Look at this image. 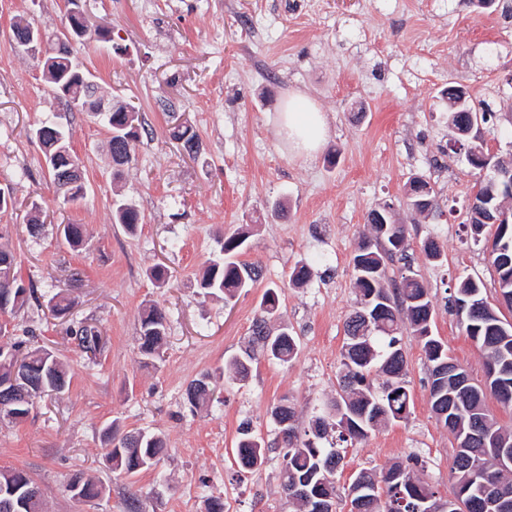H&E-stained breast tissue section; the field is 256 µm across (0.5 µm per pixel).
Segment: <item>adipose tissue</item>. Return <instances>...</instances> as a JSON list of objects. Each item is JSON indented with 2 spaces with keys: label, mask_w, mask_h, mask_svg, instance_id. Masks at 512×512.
I'll list each match as a JSON object with an SVG mask.
<instances>
[{
  "label": "adipose tissue",
  "mask_w": 512,
  "mask_h": 512,
  "mask_svg": "<svg viewBox=\"0 0 512 512\" xmlns=\"http://www.w3.org/2000/svg\"><path fill=\"white\" fill-rule=\"evenodd\" d=\"M327 132L325 114L307 104L302 93L291 94L279 125V134L289 147L298 154L312 156L324 143Z\"/></svg>",
  "instance_id": "1"
}]
</instances>
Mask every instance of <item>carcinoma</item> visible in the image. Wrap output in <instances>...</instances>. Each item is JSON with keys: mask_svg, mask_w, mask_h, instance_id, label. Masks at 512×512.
Wrapping results in <instances>:
<instances>
[{"mask_svg": "<svg viewBox=\"0 0 512 512\" xmlns=\"http://www.w3.org/2000/svg\"><path fill=\"white\" fill-rule=\"evenodd\" d=\"M50 56L52 63L44 77L50 87L59 82L81 90L84 97H93L98 85L84 81L76 72L77 64L70 57L67 46H54ZM451 112L448 113V136H454L453 128L465 124L469 119L468 110L482 113L484 123L495 118L491 105L486 101H476L470 97L457 103L450 99ZM105 126L110 133L109 145L112 148V162L119 166L115 146L126 147L131 152L139 138V112L130 105L125 111L101 112ZM35 137L44 149L45 163L50 175L55 170H66L78 163L74 152L59 151L58 141L69 143V136L58 124H42L35 129ZM469 166L485 171L478 187L484 196V203L495 209L506 198V194L494 187L495 172L483 168L477 161ZM410 192L407 199L411 205L432 199L433 190L421 178L409 180ZM116 224L133 230L140 223L138 211L122 201L116 203L113 213ZM370 235L362 236L361 242L352 257L353 279L359 291L358 306L350 314L345 324L346 341L342 350L341 372L336 396L323 403L308 422L305 429L292 425L288 439L282 441V469L280 473L283 489L308 485L312 492L321 493L325 488H334L332 477L343 467V449L353 440L368 438L379 427L405 419L410 414L412 395L406 380V360L401 346V336L409 333L417 337L429 363L428 402L432 413L444 427L457 433L464 443L457 450L452 470L455 492L449 512H484L479 500L478 485L473 480L475 471L481 470L494 477L511 494L512 465L509 469L498 466L495 449L491 442L483 440L480 434L493 435L512 442V433L497 427L496 422L485 409L486 395L493 396L505 409L512 408V325L499 319V312L483 295L481 281L467 277L457 282L449 299L455 314L462 315L460 325L482 350L485 359L495 363L497 376L493 377L491 392L486 394L479 387L472 392L458 388L456 378L466 371L448 355V348L441 338L431 331L427 322L434 311L428 289L418 279V274L410 271L401 278L388 276V262L398 257L407 259L406 229L400 224L392 210L380 209L379 216L369 213L367 219ZM508 231L500 241L501 252L493 255L492 264L498 275L497 283L503 301L512 306V220L507 224ZM65 241L72 247L84 240V230L80 224H65L62 227ZM246 232H235L224 238V261L212 263L203 271L198 287L206 294L223 295L224 302L230 303L240 290L256 281L260 272L254 265L241 263L237 256L247 247ZM12 276V287H0V303H9V309L22 308L31 300H39L34 288L27 286L17 276L13 253L0 246V271ZM373 296L369 309L362 307L367 296ZM260 318L253 330L252 342L257 344L262 354L280 364L291 362L298 354L299 346L288 326L275 333L267 331V320L281 315V293L279 286L266 287L260 302ZM367 311L372 328L359 333L364 326L360 322V312ZM71 334L79 345L90 355L101 350L102 336L97 327L81 324L71 329ZM167 335L166 317L155 307L144 311L139 320V353L144 360L162 359L161 348ZM25 342L12 345V352L19 369L42 380L41 395L60 394L69 388L70 378L65 363L52 351L43 348H24ZM256 360L253 350L246 349L225 361L224 367L237 381L248 378L252 363ZM380 376L383 381L374 385L371 376ZM209 375L203 374L193 380L187 389L188 400L197 405L212 395L208 391ZM9 407L14 413L12 422L24 421L30 414L32 405L17 396ZM274 421L281 418L295 419V409L290 400L282 398L271 409ZM108 445V459L112 470L127 477H134L153 468L160 460L164 449L163 436L147 431H134L120 438L105 430ZM272 444L255 435L252 428H240L236 443L237 461L244 471L261 466L267 459ZM419 459L408 458L405 466H388L378 472L362 470L358 477L366 481L384 480L375 498L366 504L364 512H420V498L426 496L440 499L433 487L416 475ZM402 472V485L385 480V473L393 469ZM26 484H34L33 479L23 470H0V512H44L43 500H32L18 495L11 496L13 490Z\"/></svg>", "mask_w": 512, "mask_h": 512, "instance_id": "cac0c4a2", "label": "carcinoma"}]
</instances>
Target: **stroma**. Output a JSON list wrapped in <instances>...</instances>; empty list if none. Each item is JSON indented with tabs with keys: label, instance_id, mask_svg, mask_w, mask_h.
Listing matches in <instances>:
<instances>
[{
	"label": "stroma",
	"instance_id": "1",
	"mask_svg": "<svg viewBox=\"0 0 512 512\" xmlns=\"http://www.w3.org/2000/svg\"><path fill=\"white\" fill-rule=\"evenodd\" d=\"M512 0L484 10L475 0H82L91 28L75 56L95 82L141 113L146 133L132 160L115 168L110 134L100 116L66 110L42 76L40 59L14 49L12 23L24 16L46 37L62 32L66 0H0V187L13 208L0 211V240L17 257L16 271L39 299L0 315L11 345L35 330L39 343L68 366L64 393L37 400L28 418L0 423V469L26 471L47 512H299L282 490L278 450L251 473L240 472L235 443L242 423L266 441L281 398L295 405L300 424L336 393L344 327L357 292L352 257L368 213L392 205L407 230V262L390 265L399 277L411 264L435 309L432 330L474 379L485 358L461 328L448 299L457 281L481 279L497 303V274L474 244L467 205L478 176L463 151L448 150V97L464 88L496 113L485 125L486 149L512 157ZM310 97L328 119V136L314 158L295 156L278 134L290 93ZM70 131L85 179V196L63 201L40 143L30 131L47 118ZM190 125L199 151L173 140ZM429 182L434 207L406 206L411 177ZM287 200L286 216L272 215ZM141 213L135 231L112 220L114 201ZM38 218L43 229L31 234ZM81 224L86 246L61 241L60 225ZM248 229L242 262L259 279L235 305L201 293L196 279L222 259L225 236ZM435 238L441 262L422 245ZM179 250H170V242ZM323 263H314V256ZM311 266L307 285L289 281ZM168 269L157 283L151 268ZM281 288V320L299 341L296 358L279 364L259 357L248 381H229L224 362L247 346L267 285ZM63 295L69 308L53 316L47 303ZM167 320L163 359L144 364L136 344L142 309ZM95 325L105 338L89 358L70 335ZM414 405L407 419L349 444L336 478V508L360 470H377L416 456L418 474L452 496L453 435L428 404V362L418 339L402 338ZM210 375L216 389L205 404L187 400L190 382ZM161 433L165 454L155 468L127 479L106 458L103 430ZM93 478L99 498L79 502L68 485Z\"/></svg>",
	"mask_w": 512,
	"mask_h": 512
}]
</instances>
